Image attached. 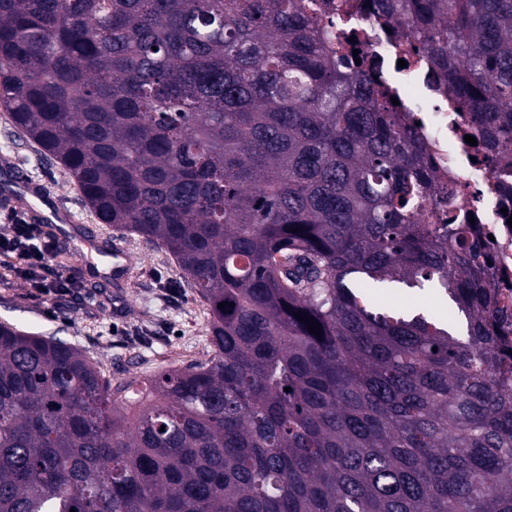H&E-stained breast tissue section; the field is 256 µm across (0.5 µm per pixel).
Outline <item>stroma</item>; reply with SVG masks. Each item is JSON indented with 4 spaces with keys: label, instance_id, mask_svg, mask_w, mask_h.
Returning a JSON list of instances; mask_svg holds the SVG:
<instances>
[{
    "label": "stroma",
    "instance_id": "stroma-1",
    "mask_svg": "<svg viewBox=\"0 0 512 512\" xmlns=\"http://www.w3.org/2000/svg\"><path fill=\"white\" fill-rule=\"evenodd\" d=\"M17 173L40 185L47 201L73 217L72 223L49 224L45 230L58 240L56 265L72 275L77 294L54 302L0 256V322L67 341L116 382L143 381L211 356L205 303L188 288L173 257L100 223L69 171L43 159L0 106V195L9 194ZM111 245L128 249L137 259L128 282L103 270V250Z\"/></svg>",
    "mask_w": 512,
    "mask_h": 512
}]
</instances>
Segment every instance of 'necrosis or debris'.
Returning a JSON list of instances; mask_svg holds the SVG:
<instances>
[{
    "mask_svg": "<svg viewBox=\"0 0 512 512\" xmlns=\"http://www.w3.org/2000/svg\"><path fill=\"white\" fill-rule=\"evenodd\" d=\"M311 19L323 34L324 46L337 59L353 63L354 53L366 57L380 73L388 92H398L402 73H410L413 93L401 110L417 123V132L428 145L426 163L451 191L450 207L457 223L470 224L490 265L485 283L498 294L501 307L512 311V176L503 177L492 165L480 161V146L466 143V136L480 137V130L451 103L439 86L434 70L416 52V41L402 25L380 19L371 0H304ZM356 37L355 49L345 46ZM406 68H399V61Z\"/></svg>",
    "mask_w": 512,
    "mask_h": 512,
    "instance_id": "obj_1",
    "label": "necrosis or debris"
}]
</instances>
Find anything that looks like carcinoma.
Here are the masks:
<instances>
[{
  "mask_svg": "<svg viewBox=\"0 0 512 512\" xmlns=\"http://www.w3.org/2000/svg\"><path fill=\"white\" fill-rule=\"evenodd\" d=\"M372 2L511 174L512 0ZM0 103L100 223L168 250L212 347L129 415L131 384L0 323V512H512V316L467 225L432 223L411 126L299 0H0ZM382 302L384 304L399 305L406 299H411L413 302L410 305H405L407 309L425 308L431 309L441 316H446L448 312V304L444 301L435 302L427 294L412 293L399 289L388 288L380 291Z\"/></svg>",
  "mask_w": 512,
  "mask_h": 512,
  "instance_id": "carcinoma-1",
  "label": "carcinoma"
}]
</instances>
